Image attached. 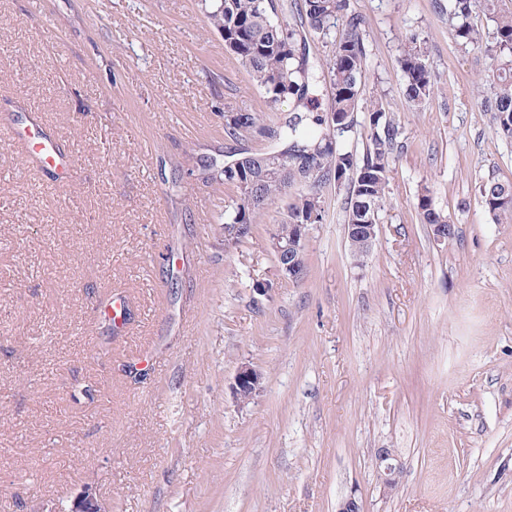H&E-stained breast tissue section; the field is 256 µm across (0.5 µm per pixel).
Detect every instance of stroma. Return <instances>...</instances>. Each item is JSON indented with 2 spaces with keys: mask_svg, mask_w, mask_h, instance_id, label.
<instances>
[{
  "mask_svg": "<svg viewBox=\"0 0 512 512\" xmlns=\"http://www.w3.org/2000/svg\"><path fill=\"white\" fill-rule=\"evenodd\" d=\"M365 100L402 127L379 234L356 259L345 188L326 185L305 274L271 236L224 246V164L272 140L224 132L328 109L270 104L206 25L201 0H0V113L38 109L79 164L57 188L0 141V512H512V223L479 187L512 182L485 104L493 62L462 50L448 0H354ZM424 38L436 74L412 106L397 60ZM455 226L437 241L422 188ZM267 283L270 293L253 291ZM128 304L129 327L99 317ZM249 364V404L231 385ZM403 469L383 492L378 449ZM261 373L249 365H242L235 374L232 391L240 403H247L260 389ZM105 506L92 486H85L73 501L68 512H104Z\"/></svg>",
  "mask_w": 512,
  "mask_h": 512,
  "instance_id": "1",
  "label": "stroma"
}]
</instances>
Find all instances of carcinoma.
Masks as SVG:
<instances>
[{
	"label": "carcinoma",
	"instance_id": "carcinoma-1",
	"mask_svg": "<svg viewBox=\"0 0 512 512\" xmlns=\"http://www.w3.org/2000/svg\"><path fill=\"white\" fill-rule=\"evenodd\" d=\"M208 27L224 37L225 48L249 70L252 80L272 104L302 99L319 83L332 89L328 111L336 123L328 125L319 114H294L280 127L264 124L259 113L239 109L233 123L224 126L234 138L259 134L276 138V150L287 154L280 168L272 169L263 154H241L244 177L224 175L235 187L237 199L224 209V223L247 224L238 239L252 236L257 218L276 201L288 196L287 188L305 187L288 205V223L324 221L323 189L329 182L343 185L351 178L347 223L375 224L385 199L392 149L401 135L400 125L383 103L373 100L363 107L365 66L368 58L365 17L353 0H303L293 12L276 0H204ZM482 11L491 27L483 31L471 23ZM448 24L460 46L481 48L496 61L497 85L490 107L502 137L512 140V11L499 0H448ZM330 47L320 64L310 60L308 38ZM399 57L408 101L420 105L430 98L435 71L418 35L407 37ZM364 112L367 146L362 156L345 147L357 131L358 112ZM484 208L496 223H512V183L488 180L480 186ZM417 208L424 224H446L448 216L437 210L429 189L419 195Z\"/></svg>",
	"mask_w": 512,
	"mask_h": 512
}]
</instances>
